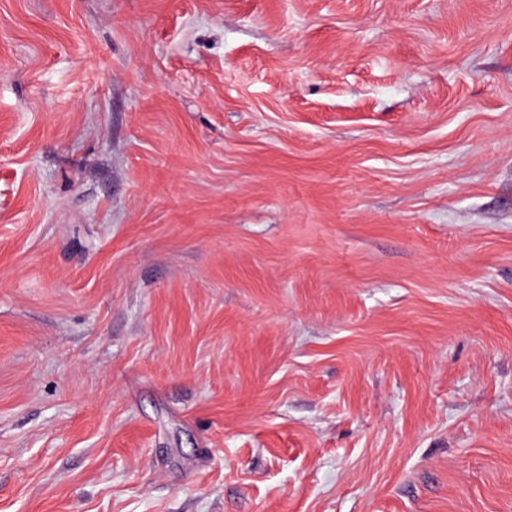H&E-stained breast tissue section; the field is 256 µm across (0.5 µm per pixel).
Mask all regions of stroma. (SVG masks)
Wrapping results in <instances>:
<instances>
[{"instance_id": "1", "label": "stroma", "mask_w": 512, "mask_h": 512, "mask_svg": "<svg viewBox=\"0 0 512 512\" xmlns=\"http://www.w3.org/2000/svg\"><path fill=\"white\" fill-rule=\"evenodd\" d=\"M0 512H512V0H0Z\"/></svg>"}]
</instances>
